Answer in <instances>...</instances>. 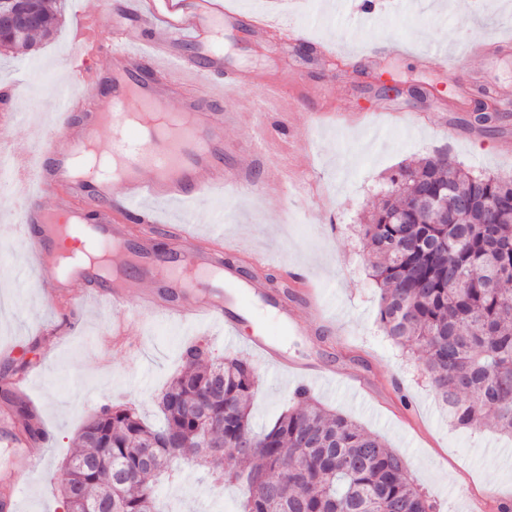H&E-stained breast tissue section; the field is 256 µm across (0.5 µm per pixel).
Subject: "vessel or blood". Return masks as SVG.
Wrapping results in <instances>:
<instances>
[{
  "mask_svg": "<svg viewBox=\"0 0 512 512\" xmlns=\"http://www.w3.org/2000/svg\"><path fill=\"white\" fill-rule=\"evenodd\" d=\"M112 26L105 43H89L70 58L67 88L53 93L59 114L73 115L65 137L50 142L43 126L24 147L10 130L17 114L0 118V146L9 149L14 172L5 185L17 205L11 215L19 252L34 261L40 285L70 308L85 307L92 297L110 300L119 317L115 335L127 333L123 310L136 299L179 336L193 335L203 322L220 325L234 339L243 314L255 299L271 307L281 325L295 322L298 309L269 282L246 277L237 264L225 263L237 248L223 236L173 234L172 249H152L168 231L156 204L217 203L226 193H263L278 173L257 150L229 149L224 69L219 40L225 25L249 24L268 31L274 24L264 7L242 13L228 0H99ZM105 57L107 68L95 67ZM110 140H103V132ZM102 147L110 175L79 180L69 169L71 157L88 146ZM52 196L51 207L40 204ZM145 291H138L140 282ZM251 349L295 377L333 376L331 365L289 361L276 343L253 337ZM0 468L19 473L30 461L24 443L0 423Z\"/></svg>",
  "mask_w": 512,
  "mask_h": 512,
  "instance_id": "obj_1",
  "label": "vessel or blood"
}]
</instances>
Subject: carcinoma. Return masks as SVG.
<instances>
[{"label": "carcinoma", "instance_id": "obj_1", "mask_svg": "<svg viewBox=\"0 0 512 512\" xmlns=\"http://www.w3.org/2000/svg\"><path fill=\"white\" fill-rule=\"evenodd\" d=\"M36 15L23 36L0 33V48L29 50L60 23L55 0H0V10ZM476 95L470 123L490 128L507 105ZM365 218L363 236L380 289L378 321L395 344L424 353L431 387L458 428L512 434V179L476 175L446 155L401 166ZM252 363H203L198 346L159 399L164 424L126 405L89 415L58 481L66 512H154L157 482L183 465L200 466L213 486L245 487L241 512H426L428 498L402 458L345 416L294 392L301 406L265 429L252 427ZM15 430L45 438L37 413L20 403Z\"/></svg>", "mask_w": 512, "mask_h": 512}]
</instances>
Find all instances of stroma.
<instances>
[{
    "label": "stroma",
    "instance_id": "35a3bbf8",
    "mask_svg": "<svg viewBox=\"0 0 512 512\" xmlns=\"http://www.w3.org/2000/svg\"><path fill=\"white\" fill-rule=\"evenodd\" d=\"M267 0L269 14L320 54L278 50L275 36L224 32L228 72L251 81L227 90L224 109L238 115L224 138L251 145L258 128L275 130L265 147L280 179L259 196L226 195L224 237L273 259L260 277L291 273L325 297L323 322L303 323L298 334H279V346L298 360L336 369L331 384L309 382L326 410L350 416L379 435L405 462L434 512H479L481 505H512V436L492 428L459 429L448 421L423 373L420 353L403 350L377 320L379 289L368 274L360 219L388 188L401 165L440 153L466 169L512 177V112L493 131L470 127L458 101L490 90L512 93V48L491 52L499 36L512 38V0ZM55 35L25 53L0 52V84L14 88L12 110L28 113L15 127L27 139L47 124L43 110L54 85L66 77L72 49L83 32L106 38L96 21V0H62ZM375 23L363 20L367 6ZM484 48L472 50L477 33ZM456 57L454 68L428 64L436 51ZM313 53V54H314ZM399 83L386 94L380 76ZM296 87L294 102L261 107L267 82ZM13 230L0 219V418L12 414L17 381L30 382L46 438L39 459L12 483V512H53L61 503L56 476L77 448L87 415L109 403L137 409L158 426V396L182 367L186 339L153 317L132 313L134 348L112 345L107 303L79 311L50 300L35 278L17 273ZM275 319L253 311L235 345L211 332L195 337L212 359L246 357L259 375L251 412L263 426L293 404L297 386L288 374L272 377L247 345ZM206 473L186 470L184 496L159 485L160 512H236L240 491L206 493Z\"/></svg>",
    "mask_w": 512,
    "mask_h": 512
}]
</instances>
